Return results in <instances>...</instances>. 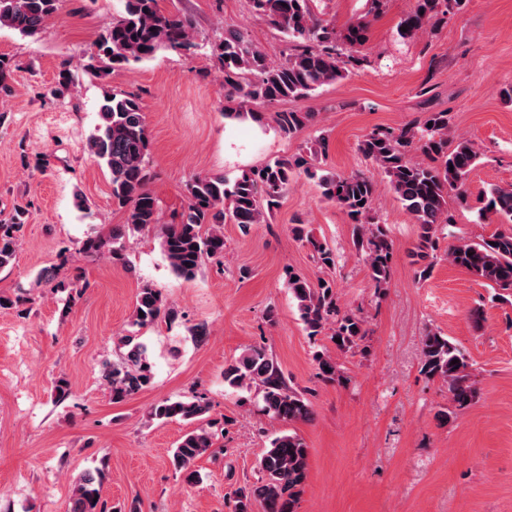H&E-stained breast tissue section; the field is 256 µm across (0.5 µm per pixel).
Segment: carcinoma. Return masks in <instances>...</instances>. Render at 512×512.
Instances as JSON below:
<instances>
[{
  "instance_id": "carcinoma-1",
  "label": "carcinoma",
  "mask_w": 512,
  "mask_h": 512,
  "mask_svg": "<svg viewBox=\"0 0 512 512\" xmlns=\"http://www.w3.org/2000/svg\"><path fill=\"white\" fill-rule=\"evenodd\" d=\"M123 9L96 37L83 55L81 69L100 78L131 63L149 60L161 50H189L196 47L195 28L190 18L166 12L160 0H122ZM312 0H249L253 14L285 38L283 59L274 61L255 43L247 31L228 26L212 44V55L224 75V115L232 119L249 117L264 123L261 109L290 98H308L326 85L346 79L356 62L352 52L366 43L363 22L342 30L318 18ZM61 0H0V29L22 36L40 37L48 32ZM464 0H417L413 12L404 17L399 35L415 39L434 26L438 15L455 14ZM19 65L0 54V96L12 92V80ZM312 112L282 111L272 116L277 129L291 136L313 120ZM101 123L88 144L89 152L101 160L110 175L112 201L126 213V223L113 227L106 236H89L79 252L121 260V240L127 231L161 223L157 198L148 188L146 165L149 141L140 98L132 93L105 92L100 106ZM317 148L290 158L277 159L241 172L229 183L224 176H194L185 185L186 206L177 222L163 226L161 248L174 272L191 279L207 259L224 256L225 223L246 227L264 224L279 208L288 187L302 174L317 180L323 197L336 204L354 224V245L365 253L369 276L381 293L391 279L392 242L379 224L373 223L372 205L378 183L363 172L337 174L320 167L328 153V140H316ZM387 179L390 190L413 217L418 237L413 256L419 277L430 275L434 252L438 250L439 229L449 223L448 193L467 202V180L478 160L473 143L452 131L449 113L425 112L397 129L376 127L359 145ZM481 213H491L512 222V186L494 187ZM28 214L19 205L0 218V268L15 257L18 232ZM297 239L311 248L320 266L336 264V253L326 243L294 227ZM448 261L465 268L477 279L499 291L497 298L512 297V230L501 231L478 242L448 246ZM288 289L296 301L305 329L311 336L331 330L339 338V350L359 346L367 336L364 320L353 312L341 311L335 283L312 282L299 271L288 270ZM179 316L174 305L156 290L140 289L133 325L140 328ZM125 348L120 361L103 364L102 381L112 399L123 401L152 383L147 347L136 336L121 339ZM422 368L431 377L448 384L452 403L465 407L477 396L470 365L448 337L429 332L421 347ZM319 374L338 380L341 369L330 355H315ZM224 383L236 390L256 387L262 394L263 411L278 420L293 423L308 420L311 407L302 393L286 384L278 364L261 347L246 349L224 367ZM209 412L202 398L163 400L152 406L150 415L158 420H192ZM214 445L213 434L200 427L185 434L173 452L172 464L188 483L198 473L195 461ZM261 482L241 487L234 494L232 512H253L259 503L263 512H296L301 487L307 477L308 448L294 433L274 435L259 461ZM101 472L88 471L76 482L67 512H112L101 498Z\"/></svg>"
}]
</instances>
